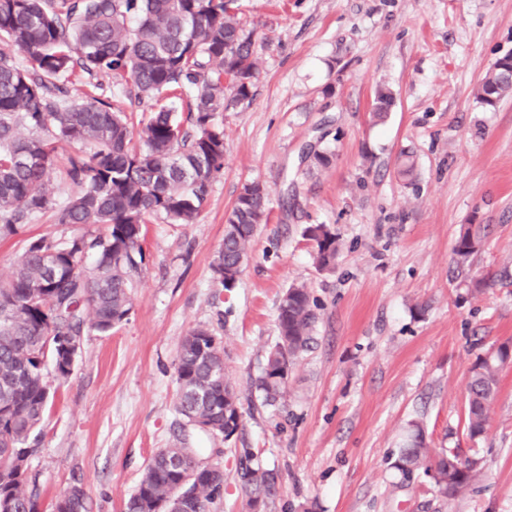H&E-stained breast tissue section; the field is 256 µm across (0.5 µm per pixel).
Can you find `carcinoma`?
<instances>
[{
  "mask_svg": "<svg viewBox=\"0 0 512 512\" xmlns=\"http://www.w3.org/2000/svg\"><path fill=\"white\" fill-rule=\"evenodd\" d=\"M0 239L17 235L49 211L57 223L77 226L66 240L27 239L10 277L0 281V512H37L28 463L42 444V421L58 392L48 380L69 376L62 342L84 331L112 332L133 309L134 283L145 265V226L163 216L192 224L205 206L214 176L224 168V127L218 114L252 96L257 80L253 32L245 29L237 0H0ZM20 52L31 64L21 68ZM112 76L130 103L149 105L138 123L122 106L91 95L65 101L75 68ZM512 95V54L499 58L475 98L493 107ZM85 149L69 157L66 177L79 193L57 206L44 184L57 145ZM224 227V244L212 263L224 288L238 279L257 226L267 220V193L243 187ZM314 263L336 264L341 244L326 225L307 229ZM482 244V228L460 227L455 261L468 267ZM303 285H291L278 306V341L255 381L264 402L286 393L284 372L310 348L317 319ZM55 345L44 352L48 333ZM481 356L467 383L465 429L483 435L499 389L508 347ZM175 410L187 422L212 426V435L240 429V403L228 379L220 338L199 326L178 348ZM392 468L400 481L435 470L432 483L452 499L473 485L481 466L454 450L436 451L423 426L411 432ZM275 485L272 472L247 468L242 493L253 506ZM224 487L220 463L197 459V449L161 448L148 463L124 512H155L181 500L189 512H210ZM55 512H87L82 489L70 487Z\"/></svg>",
  "mask_w": 512,
  "mask_h": 512,
  "instance_id": "carcinoma-1",
  "label": "carcinoma"
}]
</instances>
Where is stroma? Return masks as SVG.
I'll return each mask as SVG.
<instances>
[{
  "instance_id": "obj_1",
  "label": "stroma",
  "mask_w": 512,
  "mask_h": 512,
  "mask_svg": "<svg viewBox=\"0 0 512 512\" xmlns=\"http://www.w3.org/2000/svg\"><path fill=\"white\" fill-rule=\"evenodd\" d=\"M254 32L253 96L224 113V170L192 224L157 218L143 247L127 320L83 336L72 374L43 421L30 461L38 512L81 486L88 512H122L152 455L187 439L222 452L224 493L211 512H247L243 467L276 475L261 512H512V365L499 375L485 436L464 425L466 382L479 355L512 340V98L475 91L512 53V0H238ZM394 104L373 124L379 88ZM330 153L309 165L308 149ZM413 152L412 178L396 173ZM261 183L259 225L234 288L211 264L242 187ZM325 224L342 249L318 270L306 229ZM487 235L471 271L457 269L460 225ZM72 225L38 215L0 240V279L26 238H64ZM492 276L474 293L467 276ZM315 303L310 349L287 395L263 404L253 386L278 340L291 284ZM206 326L223 341L241 427L211 439L175 410L181 339ZM434 448L479 458L481 475L454 500L428 481L400 488L391 463L411 421Z\"/></svg>"
}]
</instances>
